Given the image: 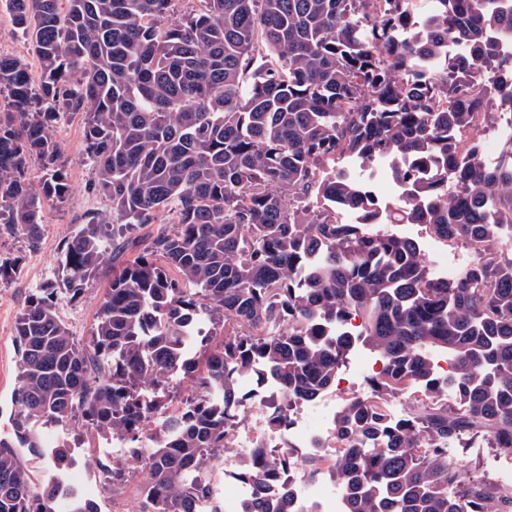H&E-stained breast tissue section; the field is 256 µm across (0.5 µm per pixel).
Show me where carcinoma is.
I'll return each instance as SVG.
<instances>
[{
	"label": "carcinoma",
	"mask_w": 512,
	"mask_h": 512,
	"mask_svg": "<svg viewBox=\"0 0 512 512\" xmlns=\"http://www.w3.org/2000/svg\"><path fill=\"white\" fill-rule=\"evenodd\" d=\"M13 25L40 64L0 54V233L21 229L31 250L48 203L70 192L49 129L83 115L94 189L112 216L92 220L64 247L61 285L83 294L109 262L107 237L164 224L112 277L87 340L57 312V291L35 290L16 321L15 411L0 438V512H57L60 485L32 492L29 460L43 456L41 424L84 422L130 443L146 473L140 512H189L223 490L215 478L234 447L245 396L239 374L260 362L282 400L308 401L362 342L382 360L374 397L345 400L333 473L346 512H512V487L470 478L448 448L465 431L512 455V141L486 167L463 139L512 110V10L497 0H8ZM463 53L423 73L421 60ZM387 155L409 192L376 218L367 183L339 159ZM46 169L36 185L28 160ZM362 221L345 224L339 213ZM423 224L473 249L451 281L433 278L416 245L385 224ZM361 319L360 330H339ZM209 322L215 332H202ZM288 323V332L275 327ZM444 355L452 374L441 377ZM109 367L95 379L92 370ZM195 380L185 398L169 390ZM426 390L401 421L388 398ZM457 404H448V392ZM165 415L162 434L141 439ZM51 464L72 462L56 446ZM289 449L243 454L256 487L243 512H286L267 491ZM112 492L130 470H106Z\"/></svg>",
	"instance_id": "obj_1"
}]
</instances>
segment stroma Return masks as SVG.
I'll use <instances>...</instances> for the list:
<instances>
[{"label":"stroma","instance_id":"35a3bbf8","mask_svg":"<svg viewBox=\"0 0 512 512\" xmlns=\"http://www.w3.org/2000/svg\"><path fill=\"white\" fill-rule=\"evenodd\" d=\"M49 135L59 147L71 192L64 203L45 206L37 250H30L26 236L20 231L0 234V260L19 262L18 273L7 283H0L1 437L9 436L12 431V393L17 384L16 346L12 336L17 318L29 294L54 284L66 241L87 224L91 216L105 215L110 210L108 200L93 187L95 173L85 153L80 117H62L50 128ZM106 286L107 279L102 276L77 299L59 297L58 313L77 338L85 339L90 335ZM41 436L50 447L68 443L74 461L61 472L49 463L33 461L36 484L62 483L80 496L96 501L99 512H138L137 479H130L118 494L111 492L106 481V469L113 463L111 437L100 435L85 425L55 424L42 426ZM448 456L468 476L491 484L496 481L498 469L512 462V457L493 448L488 437L470 432L452 444Z\"/></svg>","mask_w":512,"mask_h":512}]
</instances>
